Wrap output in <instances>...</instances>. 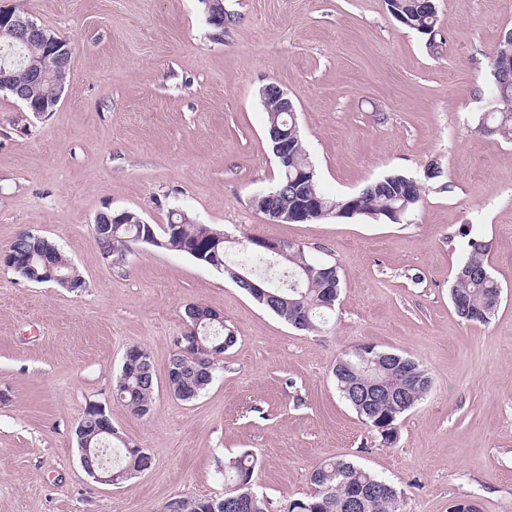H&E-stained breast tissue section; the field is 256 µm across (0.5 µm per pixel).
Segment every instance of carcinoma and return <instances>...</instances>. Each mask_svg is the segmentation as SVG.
Listing matches in <instances>:
<instances>
[{
    "instance_id": "obj_1",
    "label": "carcinoma",
    "mask_w": 512,
    "mask_h": 512,
    "mask_svg": "<svg viewBox=\"0 0 512 512\" xmlns=\"http://www.w3.org/2000/svg\"><path fill=\"white\" fill-rule=\"evenodd\" d=\"M389 11L402 25L423 34L434 31L437 23V7L427 0H389ZM23 48L17 45L16 33L9 27L0 29V67L7 66L11 81L26 89L29 101L37 104L46 99L48 91L56 83L55 75L47 74L43 82L36 86L29 85L24 65L18 62ZM492 100L497 102L498 110L488 112L484 117L487 133L512 140V82L491 72ZM266 125L277 122L280 128L293 130L296 117L288 112H266ZM278 196L274 206L293 210L304 201L317 199L331 209L328 216L342 219L348 209L357 215H364L375 220L396 222V218H404L412 212L422 198L419 182L402 174H392L378 179L357 193L331 198L320 192L317 185V172L310 155L303 143L301 135L288 136V163L279 165V178L275 184ZM139 214H134L133 223L115 224L112 226V238L95 242L101 252L112 250V239L133 238L151 230L154 238L147 245L166 250L170 243L172 230L178 232V242L185 246L182 253L195 257V251L205 249V259L201 264L228 274V269L247 271L257 278L266 280L269 291L300 301L299 307L283 304L272 308L270 312L297 330L308 333L321 331L332 309L321 304L323 288L332 285L341 288V277L338 270L326 274H317L309 280L302 273V265L310 264L307 251L288 249V258L279 260L255 246L254 237L247 236L236 242L235 250H230L226 243L212 248L202 238L203 229L219 232V229L200 224H184L182 217H177L164 226L152 224L146 226L138 223ZM468 253L460 263L450 298L456 314L467 322L484 324L497 311L502 295L499 280L490 271L485 260L488 245L478 239L471 238L467 242ZM198 319L197 333L191 335L198 346L210 351V373L202 375L195 370L193 356L175 350L169 364L183 365L181 378L171 381L176 398L183 402H193L212 383L220 369L218 356L224 354L237 342L234 329L228 325H220L210 320L211 308L197 303L194 306ZM140 346L133 345L126 349L121 372L113 387V400L117 401L130 414L142 418L153 409L156 384L145 381L133 363L132 354L138 352ZM357 361L353 348L346 349L336 361L333 377L336 388L345 402L366 424L372 420L388 416L403 417L428 393L423 386H416L405 379L399 371L389 364L384 367L389 372L382 373L388 378L393 388L404 393L398 401L389 397H380L365 406L358 397V392L346 388L345 366ZM85 444L92 448L108 445L112 448V470L126 471L140 466L141 459L129 447L124 439L112 436L106 440L95 433L94 422L86 421ZM255 463L250 454L245 453L224 461V481L241 486L240 493L254 492ZM311 484L314 491L303 500L290 504L291 512H348L346 497L352 484L375 485L384 484L391 493L385 496L368 498L360 504L359 512H400V494L393 485L379 477L369 469L344 458H329L322 461L311 473Z\"/></svg>"
}]
</instances>
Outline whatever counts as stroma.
I'll return each instance as SVG.
<instances>
[{
	"mask_svg": "<svg viewBox=\"0 0 512 512\" xmlns=\"http://www.w3.org/2000/svg\"><path fill=\"white\" fill-rule=\"evenodd\" d=\"M223 3L218 36L204 0H0L66 37L74 70L38 119L0 93V249L32 231L84 280L72 292L0 267V512H164L174 498L222 496L224 461L244 452L269 512L307 497L313 468L336 456L393 483L402 512L462 499L512 512V141L481 126L512 0H436L432 37L386 0ZM269 83L293 100L322 192L404 174L425 183L418 207L398 224L270 223L251 204L278 179L258 95ZM433 163L442 176L425 181ZM110 210L149 224L182 211L235 239L298 243L337 266L336 314L307 334L183 253L135 244L105 259L92 225ZM471 236L502 284L485 324L450 299ZM190 302L223 312L238 339L185 403L166 379ZM366 342L416 359L432 381L390 445L332 377L341 352ZM132 345L157 378L143 418L112 399ZM93 401L152 458L117 487L80 465L75 427Z\"/></svg>",
	"mask_w": 512,
	"mask_h": 512,
	"instance_id": "obj_1",
	"label": "stroma"
}]
</instances>
